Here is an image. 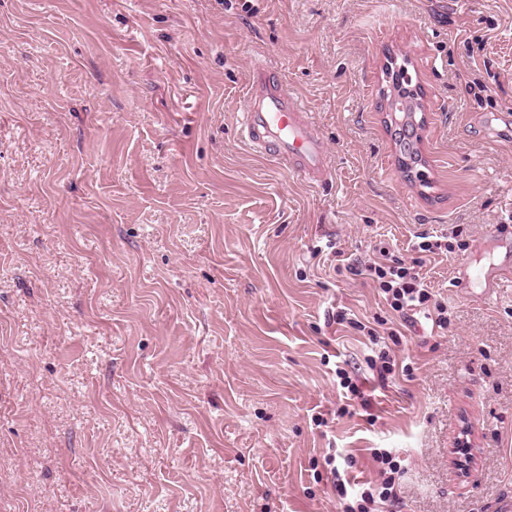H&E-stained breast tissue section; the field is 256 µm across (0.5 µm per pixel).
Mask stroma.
I'll list each match as a JSON object with an SVG mask.
<instances>
[{
    "mask_svg": "<svg viewBox=\"0 0 512 512\" xmlns=\"http://www.w3.org/2000/svg\"><path fill=\"white\" fill-rule=\"evenodd\" d=\"M391 57L421 91L408 178ZM257 63L312 113L323 184L243 142ZM441 233L435 330L352 269ZM511 247L512 0H0V512H340L333 448L361 482L394 449L400 512H491L512 288L454 267ZM336 306L400 331L387 387ZM344 365L369 415H340Z\"/></svg>",
    "mask_w": 512,
    "mask_h": 512,
    "instance_id": "stroma-1",
    "label": "stroma"
}]
</instances>
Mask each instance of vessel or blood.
<instances>
[{"label":"vessel or blood","instance_id":"1","mask_svg":"<svg viewBox=\"0 0 512 512\" xmlns=\"http://www.w3.org/2000/svg\"><path fill=\"white\" fill-rule=\"evenodd\" d=\"M237 122L253 152L275 158L288 171L310 182L330 178L332 158L310 112L269 69L257 67L251 71Z\"/></svg>","mask_w":512,"mask_h":512}]
</instances>
